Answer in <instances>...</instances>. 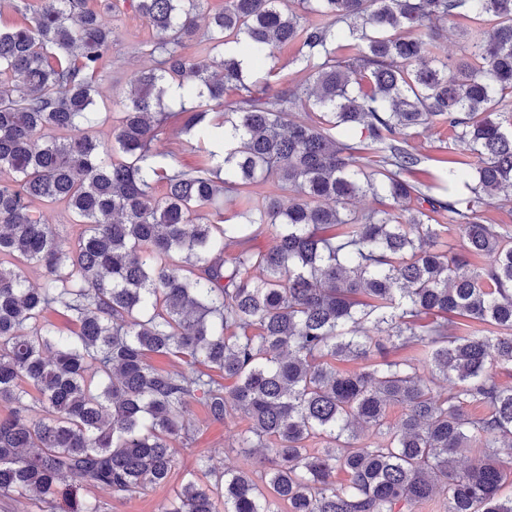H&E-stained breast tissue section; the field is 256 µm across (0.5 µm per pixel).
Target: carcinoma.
Instances as JSON below:
<instances>
[{
	"label": "carcinoma",
	"instance_id": "obj_1",
	"mask_svg": "<svg viewBox=\"0 0 512 512\" xmlns=\"http://www.w3.org/2000/svg\"><path fill=\"white\" fill-rule=\"evenodd\" d=\"M208 2L136 0L155 66L133 73L110 146L71 135L95 122L110 58L100 11L39 0L0 27V497L104 512L99 490L162 485L200 402L215 422L241 413L240 447L265 468L201 458L213 482L187 481L159 512H414L437 496L446 512H512V386L498 378L512 369V236L483 217L512 203V123L496 119L512 0H224L202 33ZM447 22L462 53L437 61ZM200 37L224 53L215 70L183 53ZM290 43L311 80L274 86ZM168 94L198 105L168 112ZM171 121L222 153L167 161L152 143ZM436 125L479 163L420 168L408 138ZM260 181L280 193L253 198ZM238 191L243 221L212 219ZM363 193L380 208L349 210ZM447 213L461 254L440 247ZM457 317L489 329L463 335Z\"/></svg>",
	"mask_w": 512,
	"mask_h": 512
}]
</instances>
